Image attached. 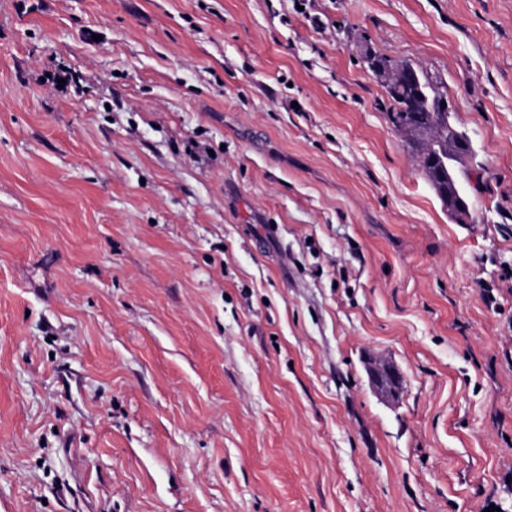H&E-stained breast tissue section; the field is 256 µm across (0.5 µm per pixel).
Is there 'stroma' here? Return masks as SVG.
Returning a JSON list of instances; mask_svg holds the SVG:
<instances>
[{
  "instance_id": "stroma-1",
  "label": "stroma",
  "mask_w": 512,
  "mask_h": 512,
  "mask_svg": "<svg viewBox=\"0 0 512 512\" xmlns=\"http://www.w3.org/2000/svg\"><path fill=\"white\" fill-rule=\"evenodd\" d=\"M370 52L447 94L468 223ZM492 506L512 0H0V512Z\"/></svg>"
}]
</instances>
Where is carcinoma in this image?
<instances>
[{"label": "carcinoma", "instance_id": "carcinoma-1", "mask_svg": "<svg viewBox=\"0 0 512 512\" xmlns=\"http://www.w3.org/2000/svg\"><path fill=\"white\" fill-rule=\"evenodd\" d=\"M373 70L387 88L392 125L407 135L417 128L432 131V144L424 151L421 166L428 177H437L438 169L454 161L448 154V113L439 110V88L425 79L417 85L407 82L404 65L384 56L376 57Z\"/></svg>", "mask_w": 512, "mask_h": 512}]
</instances>
